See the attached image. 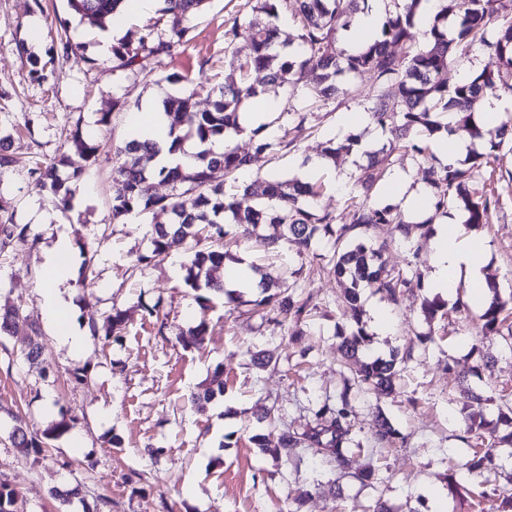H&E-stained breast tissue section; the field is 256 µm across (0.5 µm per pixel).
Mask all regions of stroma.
I'll use <instances>...</instances> for the list:
<instances>
[{
	"label": "stroma",
	"instance_id": "stroma-1",
	"mask_svg": "<svg viewBox=\"0 0 512 512\" xmlns=\"http://www.w3.org/2000/svg\"><path fill=\"white\" fill-rule=\"evenodd\" d=\"M243 2L207 0L190 21L189 41L163 60V73L199 82L198 109H207L212 90L227 82L232 60L249 52L246 41L230 45L224 37L227 18ZM34 19L41 39L33 45L28 33ZM65 28L79 48L62 59L56 55V37ZM95 33L66 0H0V133L10 136L16 155L56 158L67 148L69 129L77 125L103 145L122 141L128 135L127 115L113 111V99H125L135 110L159 91V84L125 77L111 60L100 59ZM32 53L50 61L46 79L32 75ZM369 91V83H360L357 91L338 96L316 113L315 132L295 152L255 158L252 179L302 175L330 138L340 141L353 134L379 148L384 137L374 125L344 123L347 115L362 113ZM366 163V156L342 153L335 163L317 169L315 176L325 185L320 207L344 213L338 185L353 184ZM485 180L497 207L482 228L473 231L461 224L457 233L465 243L479 239L487 279L506 297L512 295V146L492 153ZM120 189L108 153L86 166L67 210L54 208L51 190L38 184L27 166L0 174V195L10 199L16 223L26 222L34 200L55 214L52 223L31 225L30 239L14 241L0 253V307L18 306L29 313L41 328L44 345L33 367L21 355L26 329L0 338V482L18 491L23 512H56L58 504L50 496L55 487L78 488L70 512H83L102 495L111 497L112 512H278L288 494L299 489L311 492L304 512H369L379 499L392 512H436L440 507L473 512L448 486L453 473L472 493L485 489L480 480L466 478L463 469L470 449L462 440L461 389L467 385L490 396L484 407L489 433H506L498 422L497 400L512 398V349L500 337L481 334L479 306L466 312L452 309L429 321L420 309L429 289H406L402 305L396 306L374 289L363 288L360 308L371 334L366 352H397L400 375L388 396L351 394L353 431L369 440L372 412L378 407L405 441L371 455L351 450L339 470L309 453L278 459L250 441L255 432L272 430L256 421L262 407L276 404L288 423L304 431L316 424L310 401L339 393L349 377L338 348V333L349 323L337 302L340 286L331 275L311 274L306 290L314 309L304 321L278 330L252 314L247 304L231 311L216 299L210 309L200 310L196 291L172 274L175 265L188 259L186 245L173 244L161 265L135 268V256L150 246L149 227L139 217L127 224L112 222V199ZM442 218V213L431 212L428 225L415 229L406 244L394 241L391 226L373 230L374 241L387 245L388 267L426 276L428 226ZM63 232L71 240V267L61 292L71 303L75 326L87 330L115 306L127 315L119 339L88 340L78 354L55 338L38 293L44 252ZM87 255L93 258L95 279L85 284L80 266ZM157 303L168 315L162 326L145 317L146 307ZM379 309L387 316L382 327L374 320ZM202 319L209 327L204 349H182L177 333ZM427 333L432 342L421 343ZM262 348L275 350V365L255 367L251 356ZM484 354L493 363L473 376ZM83 366L91 372V382L72 384L70 371ZM217 370L223 374L224 395L198 411L189 396ZM63 407L78 418L74 433L80 435L81 447L70 448L71 435L64 434L49 441L36 462L17 459L8 439L14 416L25 415L42 430ZM153 448L160 449V456H150ZM370 462L375 479L357 482L355 472Z\"/></svg>",
	"mask_w": 512,
	"mask_h": 512
}]
</instances>
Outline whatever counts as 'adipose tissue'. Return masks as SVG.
<instances>
[{
  "label": "adipose tissue",
  "instance_id": "ef3b65f1",
  "mask_svg": "<svg viewBox=\"0 0 512 512\" xmlns=\"http://www.w3.org/2000/svg\"><path fill=\"white\" fill-rule=\"evenodd\" d=\"M159 0H128L111 24L100 31L96 50L102 58L112 55V45L128 22L136 16L147 14L158 6ZM128 126L136 137L154 142L158 148L155 158L160 165L193 164L198 152L197 144L185 143L182 151L170 153V122L162 106L158 103L145 104L141 109L130 113ZM431 261L426 286L431 293L453 297L461 273L469 275V292L475 303H483L488 294V285L482 273V265L474 249L468 248L459 240L454 224L440 222L433 224L430 238ZM70 242L67 235H59L53 249L45 260V282L40 290L43 314L52 327L56 338L73 351H81L86 337L70 322L69 306L62 298L59 286L67 277V257Z\"/></svg>",
  "mask_w": 512,
  "mask_h": 512
}]
</instances>
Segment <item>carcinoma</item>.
Wrapping results in <instances>:
<instances>
[{"label": "carcinoma", "instance_id": "carcinoma-1", "mask_svg": "<svg viewBox=\"0 0 512 512\" xmlns=\"http://www.w3.org/2000/svg\"><path fill=\"white\" fill-rule=\"evenodd\" d=\"M204 2L164 0L161 17L136 36L112 45L115 69L126 76L182 85L179 95L163 100L164 111L172 116L169 152L181 150L188 140L205 144L232 131L241 132V108L260 92L299 95L304 106L283 108L274 118L277 129L273 136L260 135L258 128L253 130L252 151L241 153L228 141L222 153L209 149L197 153V164L189 171L179 165H150L157 149L149 141L130 138L113 146L112 175L121 183L122 193L112 199V223L124 224L133 213L151 219L150 248L135 259V266L141 268L162 261L172 243L205 236L211 246L206 251H191L185 281L195 289L204 287L224 296L228 304L235 302L236 296L224 288L214 272L230 258L223 245L229 236L245 242L255 237L267 252L289 247L299 258L322 269L329 265L336 277L350 281L345 295L350 326L342 333L339 349L350 362L351 382L335 398L317 404L315 417L320 427L304 433L284 427L275 448L277 454L286 457L312 449L339 469L351 447L362 446L352 434L351 387L378 399L392 388L396 376L395 359L376 356L363 361L358 357L369 338L366 325L356 313L360 290L371 287L397 305L403 288L409 284L407 274L386 270V244L374 243L368 233L377 226L391 225L398 238L407 239L413 225L405 220L400 205H381L372 193L377 191L387 168L409 159L425 170L435 210L444 211L451 203L462 213L464 223H487L497 199L479 183L490 153L504 142H512V125L505 122L489 129L476 116L484 99L498 97L502 91L512 94V0L507 4L503 0H440V8L422 41L415 33L422 0H396L395 10H384L377 36L357 49L349 48L342 34L350 32L358 20L362 12L360 0H246L242 9L225 22L224 36L230 45L240 37L249 43V57L239 63L238 69L244 75L251 70L261 71L265 81L260 85L243 79L231 81L216 95L212 107L201 111L196 108L195 79L177 73L162 75L144 66L142 60L169 56L186 42L187 21ZM125 3L126 0H68L74 13L101 26ZM288 10L298 18L297 43L301 53L297 56L277 50L276 21ZM395 45L402 46L403 52L393 51ZM475 48L494 59L497 68H484L460 83L448 85V66L463 62ZM309 71L317 72L312 83L306 80ZM365 77L371 80L365 112L387 135V144L368 153V164L360 168L354 185L347 191L349 223H342L335 212L319 206L320 185L315 181L278 177L251 183L240 180L241 170L250 167L255 156L297 150L300 141L314 131L309 116L347 93V82ZM450 110L457 113L458 122L471 139L489 144V152H471L456 164L437 167L429 162L432 138L448 129L442 117ZM359 143L352 136L341 143L330 138L325 141L321 157L333 160L341 151L352 152ZM70 150L73 156L92 164L101 154V144L86 137L77 126L70 134ZM83 171V166L73 165L68 156L36 162L29 168L38 183L50 186L57 205L64 210L70 207L74 194L70 183L77 181ZM155 181L171 185L172 193H152ZM10 209L11 203L0 198V251L15 239H25L28 233V226L13 222ZM262 224L278 227L280 232L261 238L258 228ZM318 235L334 241L332 256L311 249ZM261 288L262 297L254 301V312L276 327L290 319L302 320L312 308V296L299 291L296 280H270L261 283ZM489 289L492 296L479 315L481 332L512 340V325H505V312L512 301L502 298L495 286ZM125 324L124 312L114 308L102 326L91 325V335L109 340L120 335ZM21 326L30 330L23 354L35 363L42 353L40 328L17 308L0 310V334H10ZM207 335L208 325L202 319L181 332L177 340L185 349H200ZM223 393L224 382L215 378L201 391L192 393L190 402L202 406ZM484 401L482 394L470 392V404L463 409V440L472 449L465 463L468 474L489 483L496 474L498 450L512 447V432L502 437L479 432ZM76 423L75 416L62 410L48 428L38 431L17 416L10 440L17 456L34 460L48 440L68 432ZM373 437L378 445L403 439L391 419L379 410L375 411ZM17 504V491L0 482V512H18Z\"/></svg>", "mask_w": 512, "mask_h": 512}]
</instances>
